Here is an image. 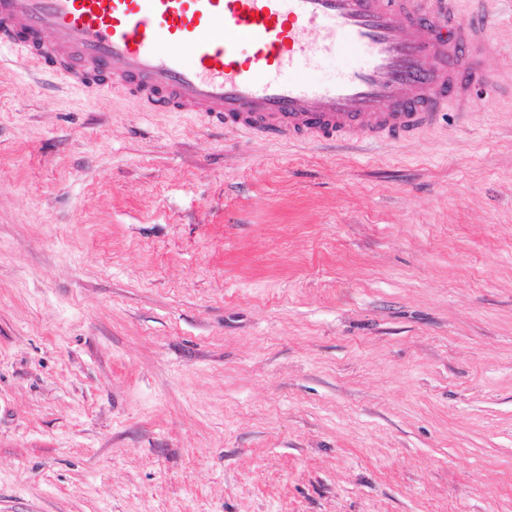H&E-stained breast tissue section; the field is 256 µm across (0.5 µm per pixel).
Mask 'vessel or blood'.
Returning a JSON list of instances; mask_svg holds the SVG:
<instances>
[{
	"label": "vessel or blood",
	"mask_w": 512,
	"mask_h": 512,
	"mask_svg": "<svg viewBox=\"0 0 512 512\" xmlns=\"http://www.w3.org/2000/svg\"><path fill=\"white\" fill-rule=\"evenodd\" d=\"M454 0H0V57L52 63L88 89L128 88L173 112L277 138H399L466 98L482 25L447 36ZM352 58L334 83L302 70Z\"/></svg>",
	"instance_id": "obj_1"
}]
</instances>
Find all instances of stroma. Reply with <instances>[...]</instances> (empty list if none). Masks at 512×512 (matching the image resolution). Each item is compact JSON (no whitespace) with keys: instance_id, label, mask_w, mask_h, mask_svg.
Instances as JSON below:
<instances>
[{"instance_id":"obj_1","label":"stroma","mask_w":512,"mask_h":512,"mask_svg":"<svg viewBox=\"0 0 512 512\" xmlns=\"http://www.w3.org/2000/svg\"><path fill=\"white\" fill-rule=\"evenodd\" d=\"M401 141H265L0 61V512H512V0Z\"/></svg>"}]
</instances>
